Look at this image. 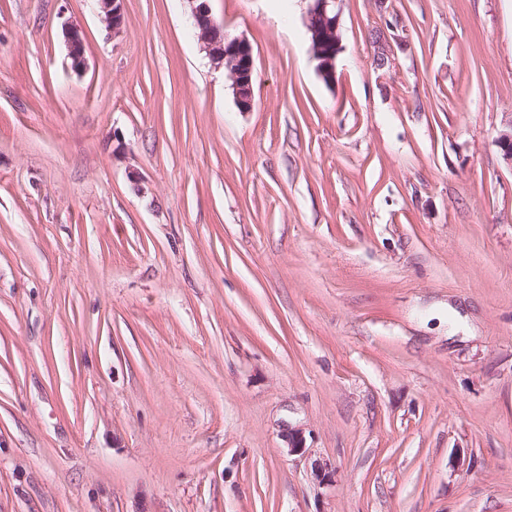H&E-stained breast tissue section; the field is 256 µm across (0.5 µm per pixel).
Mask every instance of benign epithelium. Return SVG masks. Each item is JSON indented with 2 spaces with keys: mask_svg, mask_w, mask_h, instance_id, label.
I'll use <instances>...</instances> for the list:
<instances>
[{
  "mask_svg": "<svg viewBox=\"0 0 512 512\" xmlns=\"http://www.w3.org/2000/svg\"><path fill=\"white\" fill-rule=\"evenodd\" d=\"M107 27L114 33L120 32L128 23L123 9V0H99ZM191 15L199 39L204 43L212 60L224 65L233 80L236 102L243 111L253 104L254 58L250 43L239 37L215 39L212 31L216 28L209 6V0H188ZM339 13L336 0H310L308 30L312 35V49L318 60V69L324 81L335 77V62L342 49L339 34ZM71 66L75 70L86 64L83 39L80 30L69 26L64 31ZM288 452L302 455L306 452L305 438L300 429H288L284 435Z\"/></svg>",
  "mask_w": 512,
  "mask_h": 512,
  "instance_id": "1",
  "label": "benign epithelium"
}]
</instances>
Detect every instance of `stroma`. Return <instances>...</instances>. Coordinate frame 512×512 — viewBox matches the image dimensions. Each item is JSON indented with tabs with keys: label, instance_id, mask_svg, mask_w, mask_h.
Masks as SVG:
<instances>
[{
	"label": "stroma",
	"instance_id": "obj_1",
	"mask_svg": "<svg viewBox=\"0 0 512 512\" xmlns=\"http://www.w3.org/2000/svg\"><path fill=\"white\" fill-rule=\"evenodd\" d=\"M210 6L0 0V512H512V0ZM104 20L112 33H119L128 23L123 9V0H99ZM199 39L204 43L212 60L223 64L233 80L236 102L242 111L253 104L254 58L250 43L239 37L223 38V31L212 16L209 0H188ZM215 28V29H214ZM214 29V31H213ZM223 39H215L212 36ZM308 30L312 35V49L318 60V69L325 82L335 77V62L342 49L338 27L339 13L336 0H309ZM68 55L71 60V66L75 70H81L86 64L83 39L80 30L76 26H69L64 31Z\"/></svg>",
	"mask_w": 512,
	"mask_h": 512
}]
</instances>
